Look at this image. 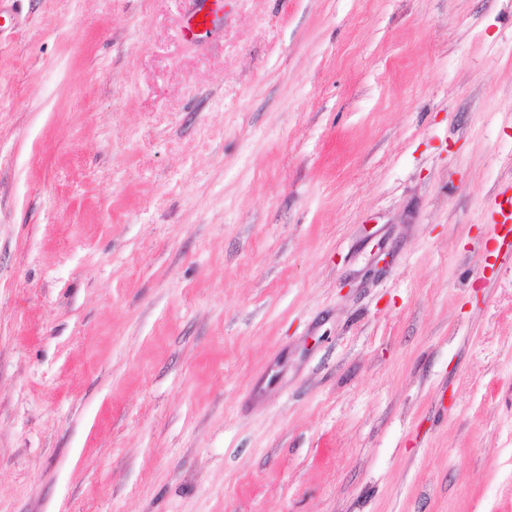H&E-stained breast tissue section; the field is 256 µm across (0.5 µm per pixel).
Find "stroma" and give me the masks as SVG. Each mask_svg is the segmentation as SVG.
Masks as SVG:
<instances>
[{
    "label": "stroma",
    "instance_id": "stroma-1",
    "mask_svg": "<svg viewBox=\"0 0 512 512\" xmlns=\"http://www.w3.org/2000/svg\"><path fill=\"white\" fill-rule=\"evenodd\" d=\"M0 0V512H512V0Z\"/></svg>",
    "mask_w": 512,
    "mask_h": 512
}]
</instances>
